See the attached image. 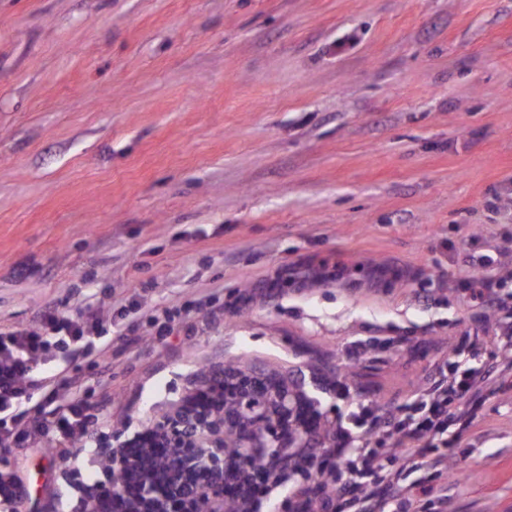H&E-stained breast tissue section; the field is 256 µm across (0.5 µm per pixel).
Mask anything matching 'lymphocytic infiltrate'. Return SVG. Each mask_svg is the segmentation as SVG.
<instances>
[{"mask_svg":"<svg viewBox=\"0 0 512 512\" xmlns=\"http://www.w3.org/2000/svg\"><path fill=\"white\" fill-rule=\"evenodd\" d=\"M102 325L90 307L49 308L35 327L0 332V512H24L33 496L11 464L32 440L52 461L79 460L83 486L69 512H425L448 483L439 442L449 426L468 429L484 403L486 374L443 365L394 410L355 401L323 439L314 421L300 443L273 425L259 444L228 448L223 431L176 427L166 414L127 447L108 448L96 433L105 407L68 371L95 357ZM422 470L427 482H410Z\"/></svg>","mask_w":512,"mask_h":512,"instance_id":"obj_1","label":"lymphocytic infiltrate"}]
</instances>
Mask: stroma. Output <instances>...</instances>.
<instances>
[{"label":"stroma","instance_id":"stroma-1","mask_svg":"<svg viewBox=\"0 0 512 512\" xmlns=\"http://www.w3.org/2000/svg\"><path fill=\"white\" fill-rule=\"evenodd\" d=\"M484 255L512 268V0H0V330L138 297L69 365L112 444L232 358L384 410L493 371ZM484 398L427 512H512V375Z\"/></svg>","mask_w":512,"mask_h":512}]
</instances>
